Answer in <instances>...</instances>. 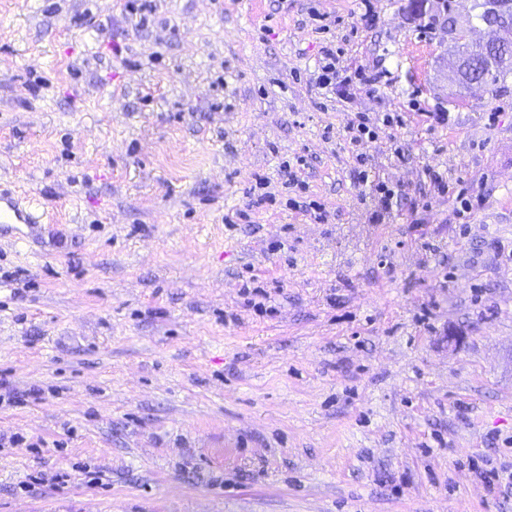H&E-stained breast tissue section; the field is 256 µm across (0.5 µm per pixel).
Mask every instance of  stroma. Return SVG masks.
Segmentation results:
<instances>
[{"instance_id":"stroma-1","label":"stroma","mask_w":512,"mask_h":512,"mask_svg":"<svg viewBox=\"0 0 512 512\" xmlns=\"http://www.w3.org/2000/svg\"><path fill=\"white\" fill-rule=\"evenodd\" d=\"M139 3L0 0V512H512V72L449 83L444 0ZM338 50L326 48L322 51V58L317 68L310 75L309 83L321 92L319 94L329 97L334 95L342 101H348L358 91H371L375 85L380 82L381 74L369 69H357L351 75H340V70L336 67ZM383 117L375 118L371 122L364 116H359V119L351 120L346 126V140L352 146L353 152L361 149L364 145V137L368 135V139H373L376 135L377 126L375 122L382 120L383 126L386 127H402L404 125V117L399 112H383ZM369 189V195L372 201H375L377 208L371 213L372 219H376L383 212L388 213L393 208L394 199H396L397 203L398 197L406 194L401 190L394 191L389 189L385 183L375 179L370 181ZM33 202L30 198L28 204L22 206L10 192L0 190V224H37Z\"/></svg>"}]
</instances>
